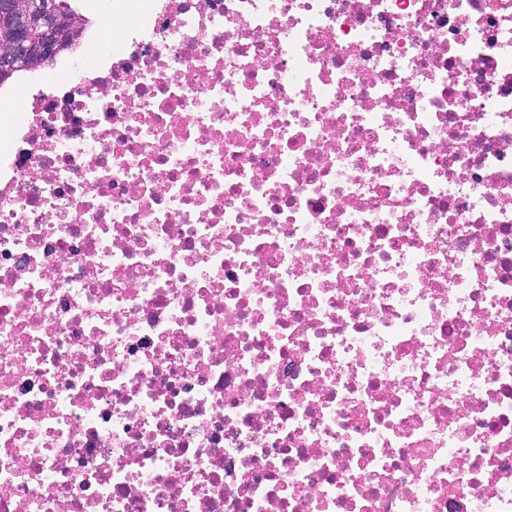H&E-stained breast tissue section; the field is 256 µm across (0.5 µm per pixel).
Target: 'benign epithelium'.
<instances>
[{
  "mask_svg": "<svg viewBox=\"0 0 512 512\" xmlns=\"http://www.w3.org/2000/svg\"><path fill=\"white\" fill-rule=\"evenodd\" d=\"M64 31L55 0H0V73L53 64Z\"/></svg>",
  "mask_w": 512,
  "mask_h": 512,
  "instance_id": "benign-epithelium-1",
  "label": "benign epithelium"
}]
</instances>
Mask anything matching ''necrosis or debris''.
<instances>
[{"label":"necrosis or debris","mask_w":512,"mask_h":512,"mask_svg":"<svg viewBox=\"0 0 512 512\" xmlns=\"http://www.w3.org/2000/svg\"><path fill=\"white\" fill-rule=\"evenodd\" d=\"M0 121V512H512V0H116Z\"/></svg>","instance_id":"4bbe7bcc"}]
</instances>
